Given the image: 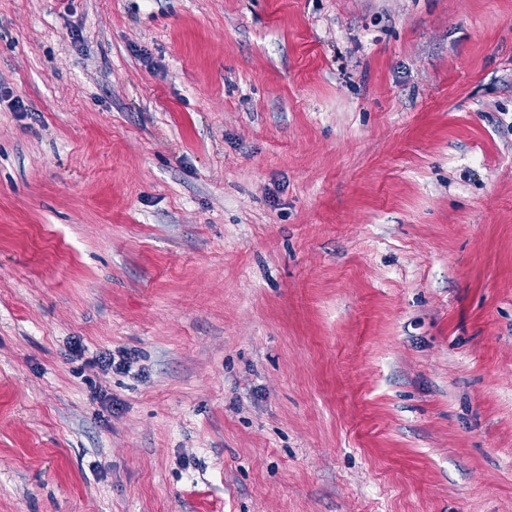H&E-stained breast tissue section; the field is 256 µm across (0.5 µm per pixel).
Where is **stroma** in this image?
<instances>
[{
	"label": "stroma",
	"instance_id": "obj_1",
	"mask_svg": "<svg viewBox=\"0 0 512 512\" xmlns=\"http://www.w3.org/2000/svg\"><path fill=\"white\" fill-rule=\"evenodd\" d=\"M0 512H512V0H0Z\"/></svg>",
	"mask_w": 512,
	"mask_h": 512
}]
</instances>
